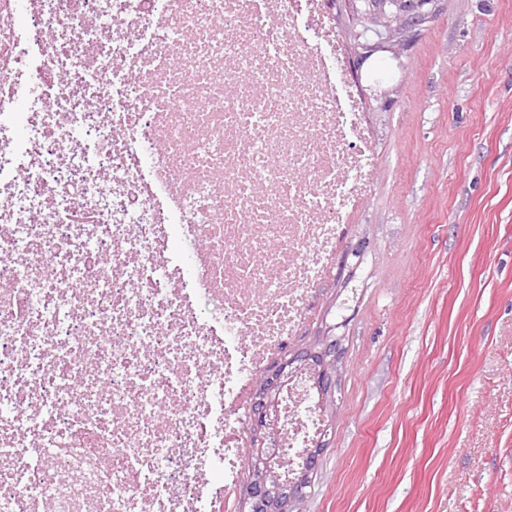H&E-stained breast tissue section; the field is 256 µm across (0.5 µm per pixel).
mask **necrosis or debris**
I'll list each match as a JSON object with an SVG mask.
<instances>
[{
	"mask_svg": "<svg viewBox=\"0 0 512 512\" xmlns=\"http://www.w3.org/2000/svg\"><path fill=\"white\" fill-rule=\"evenodd\" d=\"M331 6L0 0V512H231L373 183Z\"/></svg>",
	"mask_w": 512,
	"mask_h": 512,
	"instance_id": "necrosis-or-debris-1",
	"label": "necrosis or debris"
}]
</instances>
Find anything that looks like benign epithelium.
<instances>
[{
	"label": "benign epithelium",
	"instance_id": "obj_1",
	"mask_svg": "<svg viewBox=\"0 0 512 512\" xmlns=\"http://www.w3.org/2000/svg\"><path fill=\"white\" fill-rule=\"evenodd\" d=\"M351 19V51L362 65L377 52L397 58L407 38L438 15V0H345ZM336 340H326L321 348H304L284 359L263 379L254 392L251 421L254 426L247 466L251 480L245 489L249 507L264 512H290L292 502L305 495L310 472L301 470L294 487L286 491L280 484L283 462L271 448V439L283 431L281 395L290 390L300 374L306 375L308 390H314L315 408L323 407L325 391L333 387Z\"/></svg>",
	"mask_w": 512,
	"mask_h": 512
}]
</instances>
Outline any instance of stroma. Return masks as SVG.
I'll return each mask as SVG.
<instances>
[{
  "instance_id": "35a3bbf8",
  "label": "stroma",
  "mask_w": 512,
  "mask_h": 512,
  "mask_svg": "<svg viewBox=\"0 0 512 512\" xmlns=\"http://www.w3.org/2000/svg\"><path fill=\"white\" fill-rule=\"evenodd\" d=\"M360 95L376 181L292 348L340 342L296 512H512V0H441Z\"/></svg>"
}]
</instances>
